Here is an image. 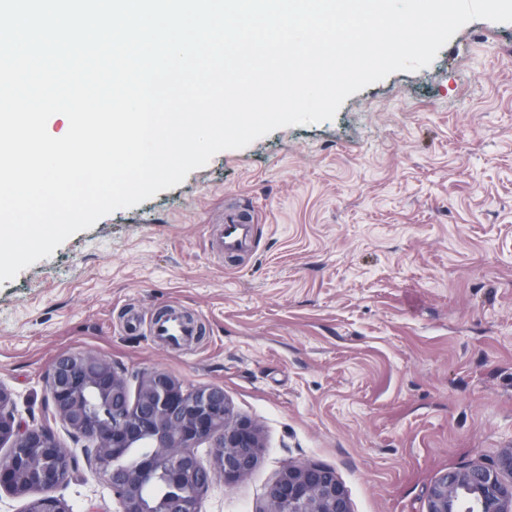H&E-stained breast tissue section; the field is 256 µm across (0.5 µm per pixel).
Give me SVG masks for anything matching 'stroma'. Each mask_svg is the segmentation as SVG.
I'll return each mask as SVG.
<instances>
[{"label":"stroma","instance_id":"obj_1","mask_svg":"<svg viewBox=\"0 0 512 512\" xmlns=\"http://www.w3.org/2000/svg\"><path fill=\"white\" fill-rule=\"evenodd\" d=\"M254 220L234 252L228 210ZM201 336L172 346L171 308ZM223 386L261 429L250 475L203 512H260L290 462L332 468L353 512H425L435 478L512 448V23L461 27L434 61L347 97L328 122L222 151L0 282V384L51 425L67 352ZM115 512L90 468L57 490Z\"/></svg>","mask_w":512,"mask_h":512}]
</instances>
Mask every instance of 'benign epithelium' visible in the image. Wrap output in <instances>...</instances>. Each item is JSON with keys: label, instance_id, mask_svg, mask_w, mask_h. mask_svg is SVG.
Returning <instances> with one entry per match:
<instances>
[{"label": "benign epithelium", "instance_id": "obj_1", "mask_svg": "<svg viewBox=\"0 0 512 512\" xmlns=\"http://www.w3.org/2000/svg\"><path fill=\"white\" fill-rule=\"evenodd\" d=\"M48 405L71 438L83 443L86 464L112 492L120 512H202V500L217 481L232 487L256 466L262 438L251 420L234 414L224 388L186 389L168 373L138 377L130 397L125 373L94 352L59 356L47 376ZM209 443L206 467L194 449ZM0 488L25 499L22 512H70L54 492L77 477L80 466L46 424L16 417L12 393L0 384ZM512 448L497 467L448 470L435 479L426 512H459L458 491L475 498L481 512H512ZM183 489L154 502L145 496L157 474ZM260 512H352L333 469L290 462L269 487Z\"/></svg>", "mask_w": 512, "mask_h": 512}]
</instances>
